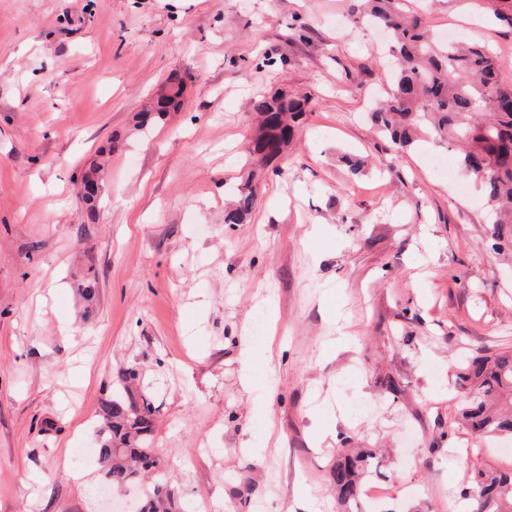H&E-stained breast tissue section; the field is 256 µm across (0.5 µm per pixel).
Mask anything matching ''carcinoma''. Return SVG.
I'll list each match as a JSON object with an SVG mask.
<instances>
[{
    "instance_id": "1",
    "label": "carcinoma",
    "mask_w": 512,
    "mask_h": 512,
    "mask_svg": "<svg viewBox=\"0 0 512 512\" xmlns=\"http://www.w3.org/2000/svg\"><path fill=\"white\" fill-rule=\"evenodd\" d=\"M499 23L512 32V0H489ZM356 24L386 31L388 52L395 58L388 98L371 111L374 124L401 150L430 131L460 149L462 173L478 185L494 209L493 249L512 252V84L501 82L497 55L487 46L439 41L424 25L410 0H361ZM183 85L160 98L143 114L159 116L178 104ZM306 96L275 92L254 99L260 122L251 155L266 166L287 148ZM256 199L252 180L238 188L224 223L241 224ZM458 385L468 390L457 423L481 437L512 436V412L492 410L502 398L512 402V352L474 356L458 366ZM137 372L122 371L109 397L100 402L98 461L104 478L120 488L135 482L141 471L156 470L142 512H181L179 495L159 471L151 438L154 409L133 389ZM369 448H342L331 471V487L343 512H361L362 487L377 473ZM472 512H512V468H476L460 492Z\"/></svg>"
}]
</instances>
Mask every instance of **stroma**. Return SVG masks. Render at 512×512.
I'll return each mask as SVG.
<instances>
[{
	"label": "stroma",
	"instance_id": "stroma-1",
	"mask_svg": "<svg viewBox=\"0 0 512 512\" xmlns=\"http://www.w3.org/2000/svg\"><path fill=\"white\" fill-rule=\"evenodd\" d=\"M356 2L0 0V512H100L97 460L79 481L71 458L127 369L184 512H340L341 448L380 452L363 512H452L472 467L512 468V439L450 426L459 360L512 351V259L452 145L425 132L399 154L373 128L390 58ZM414 4L512 84V33L475 0ZM173 77L179 109L139 125ZM277 91L308 110L225 223L249 103ZM102 152L92 217L81 176ZM256 199V192L252 180L249 179L238 188V199L233 209L224 214V221L228 224H240L251 211Z\"/></svg>",
	"mask_w": 512,
	"mask_h": 512
}]
</instances>
